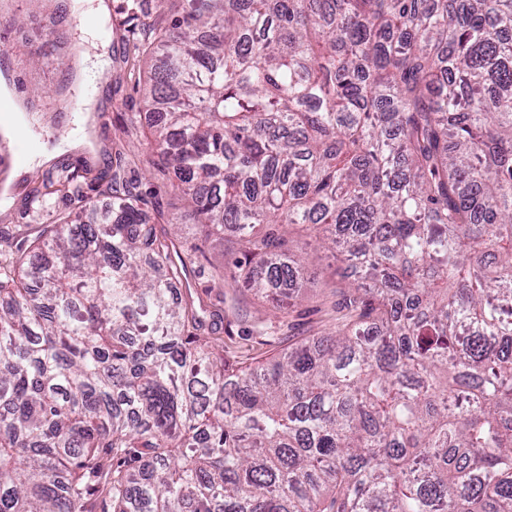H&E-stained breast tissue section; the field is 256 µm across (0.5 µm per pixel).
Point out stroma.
<instances>
[{
	"label": "stroma",
	"mask_w": 512,
	"mask_h": 512,
	"mask_svg": "<svg viewBox=\"0 0 512 512\" xmlns=\"http://www.w3.org/2000/svg\"><path fill=\"white\" fill-rule=\"evenodd\" d=\"M98 20L92 0H0V85L19 99L24 132L18 142L41 152L29 169L7 175V204H0V241L20 242L27 225L51 221L66 205L61 184L76 174L88 200L105 202L113 172L132 180L148 216L171 217L177 200L160 172L148 164L151 121L140 92L148 63L128 37L127 20L168 24L174 0H103ZM197 246L181 285L200 296L206 332L224 345L227 363L245 366L336 326L334 304L350 273L343 255L315 248L307 230L288 246L305 263L302 298L275 313L268 298L245 283L222 280L240 257L233 231L202 237L195 225L179 228Z\"/></svg>",
	"instance_id": "35a3bbf8"
}]
</instances>
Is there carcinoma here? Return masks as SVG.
<instances>
[{"instance_id": "cac0c4a2", "label": "carcinoma", "mask_w": 512, "mask_h": 512, "mask_svg": "<svg viewBox=\"0 0 512 512\" xmlns=\"http://www.w3.org/2000/svg\"><path fill=\"white\" fill-rule=\"evenodd\" d=\"M157 165L230 278L336 330L237 368L129 187L0 248V512H512V0H176ZM52 252L56 262L35 268Z\"/></svg>"}]
</instances>
